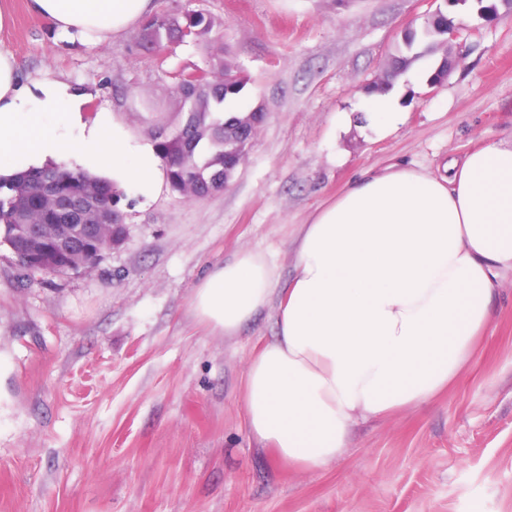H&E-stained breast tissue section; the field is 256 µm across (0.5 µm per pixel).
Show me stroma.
<instances>
[{
    "label": "stroma",
    "instance_id": "stroma-1",
    "mask_svg": "<svg viewBox=\"0 0 512 512\" xmlns=\"http://www.w3.org/2000/svg\"><path fill=\"white\" fill-rule=\"evenodd\" d=\"M0 49L28 84L87 95L140 141L181 121L176 73L205 44H104L0 0ZM473 28L464 67L430 90L425 57L395 84L404 120L371 127L363 88L411 18L436 8ZM210 17L247 79L233 104L267 118L223 193L122 197L128 234L86 274L17 277L0 245V512H512V272L491 305L481 354L424 408L359 423L314 472L277 462L252 435L243 388L276 334L301 224L361 171L393 162L438 172L448 157L512 144V17L476 0H155L156 14ZM276 268L277 293L233 336L198 323L196 285L241 251Z\"/></svg>",
    "mask_w": 512,
    "mask_h": 512
}]
</instances>
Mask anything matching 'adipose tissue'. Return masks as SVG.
Listing matches in <instances>:
<instances>
[{
  "instance_id": "obj_1",
  "label": "adipose tissue",
  "mask_w": 512,
  "mask_h": 512,
  "mask_svg": "<svg viewBox=\"0 0 512 512\" xmlns=\"http://www.w3.org/2000/svg\"><path fill=\"white\" fill-rule=\"evenodd\" d=\"M50 27L105 43L152 15L154 0H26ZM55 79L21 84L0 50V175L77 157L118 189L154 198V145ZM446 176L397 163L364 172L302 225L277 334L250 360L246 419L288 466L313 471L346 448L358 420L431 404L477 355L500 278L512 271V145L451 159ZM264 255L242 252L194 288L190 308L235 335L274 292Z\"/></svg>"
}]
</instances>
